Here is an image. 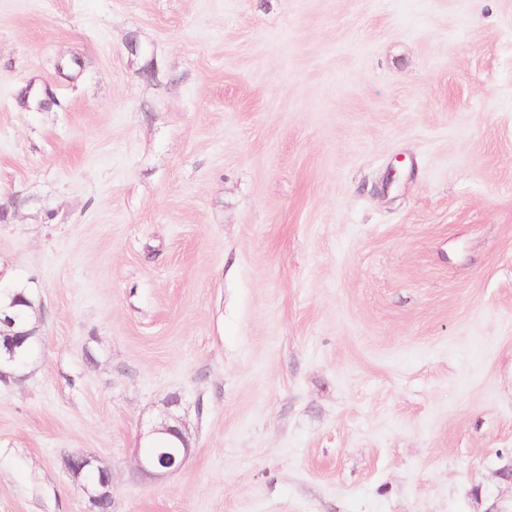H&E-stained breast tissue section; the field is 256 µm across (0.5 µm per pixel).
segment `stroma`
<instances>
[{"instance_id":"1","label":"stroma","mask_w":512,"mask_h":512,"mask_svg":"<svg viewBox=\"0 0 512 512\" xmlns=\"http://www.w3.org/2000/svg\"><path fill=\"white\" fill-rule=\"evenodd\" d=\"M0 287V512H512V0H0ZM19 337L15 340H10L4 345L0 341V379L7 380L14 377V371L19 370L18 360L24 351H19L23 348L29 336H36L35 330H28L27 332L18 333ZM4 369H12V372L5 371ZM150 435H167L170 444L167 447L170 448H161L157 454H148L147 452L151 453L154 448H147L136 461L139 473L152 479H161L185 464L191 454V446L182 429L172 427L166 422L155 423L146 434ZM112 484V475L106 469H102L98 472V480L92 484H81L80 488L82 492L88 497L89 502L94 504L103 496H107L112 499L110 492V486Z\"/></svg>"}]
</instances>
